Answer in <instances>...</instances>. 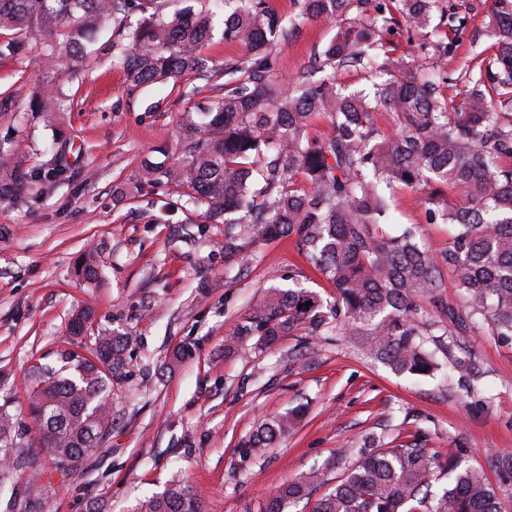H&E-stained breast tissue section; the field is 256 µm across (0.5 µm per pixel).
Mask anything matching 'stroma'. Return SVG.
I'll return each mask as SVG.
<instances>
[{"mask_svg":"<svg viewBox=\"0 0 512 512\" xmlns=\"http://www.w3.org/2000/svg\"><path fill=\"white\" fill-rule=\"evenodd\" d=\"M467 17L460 41L433 62L453 78L465 75L487 36L491 0H447ZM336 25L308 23L271 51L284 91H293L313 59L335 38ZM104 31L79 70L47 61L45 40L30 37L18 55L0 58V93L22 102L51 82L67 96L60 130L38 115L0 112V165L50 171L65 178L27 185L22 200L0 202V409L24 442L37 445L27 413L29 368L53 361L70 340L69 323L85 307L94 316L83 342L104 331L136 336L125 369L112 381V426L97 451L75 470L43 460L33 478L0 467V512H134L145 496L182 480L202 512H265L279 486L316 468L335 484L351 463L337 449L362 447L374 434L392 445L417 441L439 459L460 454L482 467L490 453H512V338L485 325L448 318L461 302L455 273L413 316L423 332L474 352L475 386L438 372L399 375L367 357L330 323L319 335L298 331L268 350L224 353V338L249 316L265 288L297 276L323 303L333 284L310 262L295 237L246 247L226 272L224 227L175 186L120 197L154 150L179 149L180 113L222 94V79L184 78L133 87ZM390 219L414 229L432 256L448 248L449 227L428 223L422 190H388ZM95 253L98 277L76 275ZM307 404L306 414L276 448L244 455L259 420Z\"/></svg>","mask_w":512,"mask_h":512,"instance_id":"obj_1","label":"stroma"}]
</instances>
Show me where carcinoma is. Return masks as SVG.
<instances>
[{
  "mask_svg": "<svg viewBox=\"0 0 512 512\" xmlns=\"http://www.w3.org/2000/svg\"><path fill=\"white\" fill-rule=\"evenodd\" d=\"M169 0H0V57L19 53L21 36L47 39L48 57L76 65L90 61L108 21L127 40L121 56L130 84L149 86L185 76L212 77L204 53L215 13ZM141 17L130 20L132 8ZM343 25L322 63L301 76L296 90H280L268 57L287 29L306 22ZM404 29L419 51L398 53L383 37ZM465 18L443 0H301L288 22L265 0H224L223 36L245 46L249 58L225 67L229 88L201 112L182 113V148L171 162L141 164L142 185L167 184L186 195L209 224L224 225L228 258L250 244L296 236L315 268L336 287V304L306 288H269L248 320L225 339L228 352L266 349L302 328L316 333L329 318L344 319L366 354L398 374L433 375L439 369L429 340L414 324L417 301L441 287V267L456 273L465 305L448 310L461 324H486L512 337V0H492L490 54L479 64L487 77L465 85L428 67V53L443 56L458 42ZM349 67L368 74L367 90L350 91L337 78ZM393 112L397 131L387 136L374 113ZM26 111L53 126L65 95L44 85ZM327 117L333 135L317 140L313 122ZM37 178L0 166V201H17ZM427 189L428 217L450 227L448 250L429 255L410 230L388 231L389 201L380 185ZM442 187L460 203L442 206ZM311 305H306V302ZM130 334H103L92 347L58 353L31 370L27 405L38 425L40 448L71 470L91 456L112 424V377L124 368ZM298 413L262 422L244 442L247 453L274 447ZM14 459L41 475L39 458L18 440L13 418L0 411V459ZM501 481H512V453L489 455ZM447 484L434 488L438 476ZM325 483L311 470L280 487L267 512H285ZM502 489L484 469L464 466L454 454L441 463L419 443L383 447L369 436L347 471L315 500L312 512H500ZM136 512H201L188 486L177 481L142 501Z\"/></svg>",
  "mask_w": 512,
  "mask_h": 512,
  "instance_id": "carcinoma-1",
  "label": "carcinoma"
}]
</instances>
